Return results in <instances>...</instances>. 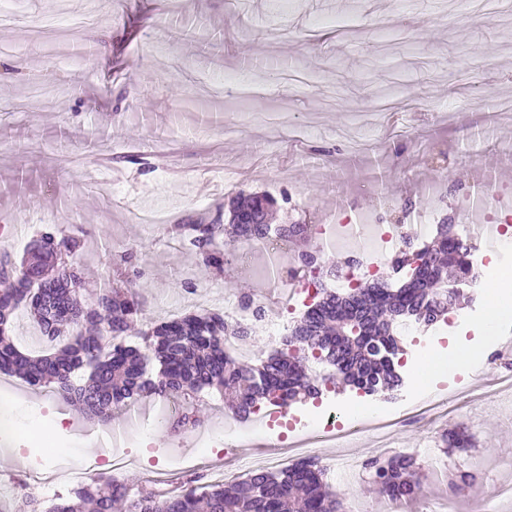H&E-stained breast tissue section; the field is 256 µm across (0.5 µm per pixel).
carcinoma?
I'll list each match as a JSON object with an SVG mask.
<instances>
[{
  "label": "carcinoma",
  "instance_id": "1",
  "mask_svg": "<svg viewBox=\"0 0 512 512\" xmlns=\"http://www.w3.org/2000/svg\"><path fill=\"white\" fill-rule=\"evenodd\" d=\"M273 206V199L250 194L231 200L226 224L218 217L187 218L183 228L191 234L199 265L221 273L234 242L273 231L299 243L307 269L319 273L320 257L309 249L304 225L269 224ZM446 233L448 225L443 224L433 244L400 260L399 266L411 267V275L399 288L383 280L340 295L318 283L322 296L283 336L294 354L277 350L248 366L224 351V336L243 332L218 312L191 313L151 326L142 336L146 354L127 344L131 322L145 311L144 297L134 288L140 277L137 254L121 255L119 281L107 278L89 302L82 272L73 261L81 241L50 225L21 259L0 252V373L60 394L103 421L114 405L173 397L182 403L185 426L197 423L193 400L205 389L238 395L236 411L243 415L259 401L275 399L288 406L302 395H318V379L306 365L307 350L319 351V360L333 368L327 382L368 393L391 390L400 382L395 360L402 349L396 325L413 321L430 326L445 319L452 281H474L465 257L476 246L457 233L450 249ZM20 311L50 344L49 353L30 356L17 349L12 327ZM80 369L88 371V379L76 385L72 374ZM367 466L375 469L373 483L380 495L418 496L413 456L375 459ZM324 470L308 460L222 484H206L194 474L184 489L170 495L154 487L135 491L127 484L116 492L112 479L96 476L46 507L25 494L15 495L12 504L13 512H112L118 501L125 504V512H344L343 499L323 480Z\"/></svg>",
  "mask_w": 512,
  "mask_h": 512
}]
</instances>
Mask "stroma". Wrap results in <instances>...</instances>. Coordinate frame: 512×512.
Listing matches in <instances>:
<instances>
[{
  "label": "stroma",
  "instance_id": "35a3bbf8",
  "mask_svg": "<svg viewBox=\"0 0 512 512\" xmlns=\"http://www.w3.org/2000/svg\"><path fill=\"white\" fill-rule=\"evenodd\" d=\"M8 8L0 22L4 247L23 255L45 225H57L81 239L77 261L94 287L113 259L136 250L146 310L131 345L141 346L150 323L221 311L243 292L277 310L281 292L257 272L263 255L214 275L168 230L190 216L216 217L238 193L273 198L279 224H325L347 204L384 208L388 223L410 230L430 206L421 186L438 181L446 188L440 216L459 231L482 220L464 198L484 174L474 154L497 160L494 191H512V160L494 154L512 142V118L495 111L512 99V17L480 0H294L287 10L278 0H185L178 13L168 0H10ZM244 71L257 92L232 97L222 79ZM144 212L164 228L141 223ZM485 285L453 307L447 334L425 328L433 349L475 339L493 275ZM486 350L479 391L447 418L313 449L331 467V490L363 512H384L368 472L351 479L346 459L402 452L425 476L410 512L423 504L448 512V471L474 475L458 496L460 512L477 499L488 512H512V500L488 495L512 482V409L482 397L497 372L490 353H512V319ZM415 370L400 368L391 391L361 397L348 387L332 396L395 416L457 372L449 366L418 386ZM0 395L45 410L34 439H0V481H20L14 462L37 441L93 451L103 426L71 403L3 374ZM155 406L140 405L152 439L121 475L134 486L151 484L158 469L175 478L196 469L193 432H171ZM454 430L467 435L465 447L446 448L442 436Z\"/></svg>",
  "mask_w": 512,
  "mask_h": 512
}]
</instances>
